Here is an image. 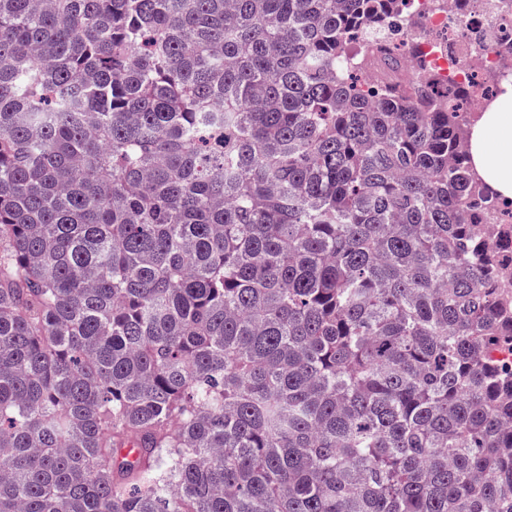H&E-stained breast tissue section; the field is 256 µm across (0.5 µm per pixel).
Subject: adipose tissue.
I'll use <instances>...</instances> for the list:
<instances>
[{"instance_id": "adipose-tissue-1", "label": "adipose tissue", "mask_w": 512, "mask_h": 512, "mask_svg": "<svg viewBox=\"0 0 512 512\" xmlns=\"http://www.w3.org/2000/svg\"><path fill=\"white\" fill-rule=\"evenodd\" d=\"M470 152L475 172L488 187L512 197V85L473 126Z\"/></svg>"}]
</instances>
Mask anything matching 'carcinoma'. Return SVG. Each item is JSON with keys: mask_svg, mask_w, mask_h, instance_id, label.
<instances>
[{"mask_svg": "<svg viewBox=\"0 0 512 512\" xmlns=\"http://www.w3.org/2000/svg\"><path fill=\"white\" fill-rule=\"evenodd\" d=\"M407 11L0 0V512H512V222Z\"/></svg>", "mask_w": 512, "mask_h": 512, "instance_id": "obj_1", "label": "carcinoma"}]
</instances>
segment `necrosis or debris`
Here are the masks:
<instances>
[{
    "instance_id": "1",
    "label": "necrosis or debris",
    "mask_w": 512,
    "mask_h": 512,
    "mask_svg": "<svg viewBox=\"0 0 512 512\" xmlns=\"http://www.w3.org/2000/svg\"><path fill=\"white\" fill-rule=\"evenodd\" d=\"M495 9L475 18L476 33L458 37L459 0H448L441 12H433L432 0H411L415 13L425 17L428 33L420 34L392 25L381 43L402 44L406 52L421 51L440 89L471 84L476 104H483L488 90L512 83V0H493Z\"/></svg>"
}]
</instances>
